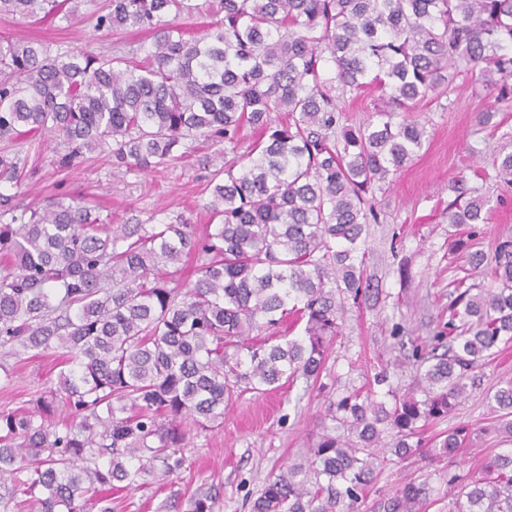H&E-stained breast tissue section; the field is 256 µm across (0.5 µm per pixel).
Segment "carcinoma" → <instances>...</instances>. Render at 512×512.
Returning <instances> with one entry per match:
<instances>
[{"label": "carcinoma", "instance_id": "1", "mask_svg": "<svg viewBox=\"0 0 512 512\" xmlns=\"http://www.w3.org/2000/svg\"><path fill=\"white\" fill-rule=\"evenodd\" d=\"M70 3L0 0V14L70 20ZM203 12L220 19L197 38L175 24ZM96 26L146 30L152 42L106 56L0 40V140L53 133L68 148L62 167L109 146L113 169L129 174L170 164L201 137L231 150L247 127L259 137L241 157L209 160L219 223L201 237L181 216L114 224L84 201L32 208L0 190V369L29 352L64 366L33 408L0 411V512H112L114 490L174 484L193 431L243 393L317 380L345 299L373 293L362 243L379 220L376 193L422 148L426 129L407 113L461 77L498 101L512 95V0H109ZM369 77L382 91L378 120L340 127L339 98ZM23 165L0 154V186H18ZM493 166L512 189V152ZM448 191V223L475 237L489 200L463 179ZM190 255L192 284L179 275ZM467 262L493 287L468 274L448 282V322L402 353L415 388L388 389L390 408L355 391L329 402L347 434L323 431L307 465L280 468L251 512H357L385 435L400 460L430 456L423 427L512 341V238ZM290 314L304 335H275ZM264 331L274 335L256 342ZM467 436L453 429L437 456ZM483 472L446 473L448 512H512V450ZM428 496L410 479L372 512H423ZM190 507L214 512L215 497Z\"/></svg>", "mask_w": 512, "mask_h": 512}]
</instances>
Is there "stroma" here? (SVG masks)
Returning a JSON list of instances; mask_svg holds the SVG:
<instances>
[{
  "mask_svg": "<svg viewBox=\"0 0 512 512\" xmlns=\"http://www.w3.org/2000/svg\"><path fill=\"white\" fill-rule=\"evenodd\" d=\"M106 0H82L74 19L46 18L31 21L0 16V37L22 38L51 50L82 49L112 55L150 43L148 33L134 29L97 30L95 17ZM488 104L473 93L470 83L460 84L449 97L430 102L416 112L428 136L416 156L384 191L377 195L379 223L370 225L366 238L365 274L379 290L376 305L346 300L341 332L328 345L325 368L314 387L304 380L259 395L243 394L224 414L222 424L199 432L186 452L187 469L174 487L152 484L112 496L114 512H160V506L178 491L217 494L214 512H249V501L264 487L270 474L282 465L304 462L308 450L330 421L326 407L345 391L373 392L386 400L387 390L407 392L414 373L399 364V347L391 335L401 326L405 335H433L448 319V283L465 252L450 253L455 228L447 218L453 196L450 181L466 177L469 186L490 199L488 223L481 225L478 240L491 250L498 238L512 237V190L498 187L491 175L499 151H512V140L481 128L476 116ZM19 155L27 165L17 188L22 204L44 205L63 193L111 211L117 224H155L183 216L196 234L209 222L207 187L211 169L207 157L223 152L220 142L197 140L188 156L159 171L115 174L109 148L85 153L67 169L57 168V156L66 147L61 138L43 135L6 143L0 151ZM12 383L0 380V410L21 406L27 394L53 386L60 372L51 355L24 361L7 359ZM387 369L389 387H373L372 377ZM476 388L460 399L444 420L426 426L424 436L438 439L459 424H468L470 440L453 458H413L387 465L366 491L360 512H369L379 496L390 493L401 481H427L430 496L426 512H448L451 495L446 471L475 478L482 464L494 454L512 448V436L501 426L492 397L505 382H512V342L500 345L494 359L478 372Z\"/></svg>",
  "mask_w": 512,
  "mask_h": 512,
  "instance_id": "stroma-1",
  "label": "stroma"
}]
</instances>
